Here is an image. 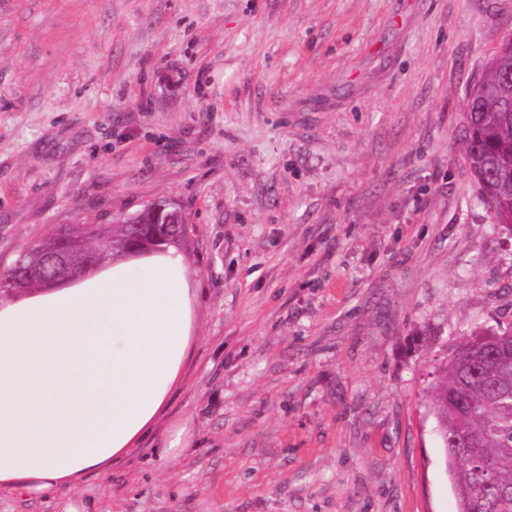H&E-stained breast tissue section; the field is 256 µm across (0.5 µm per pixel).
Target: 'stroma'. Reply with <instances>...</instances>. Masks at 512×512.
Masks as SVG:
<instances>
[{"instance_id": "1", "label": "stroma", "mask_w": 512, "mask_h": 512, "mask_svg": "<svg viewBox=\"0 0 512 512\" xmlns=\"http://www.w3.org/2000/svg\"><path fill=\"white\" fill-rule=\"evenodd\" d=\"M510 33L512 0H0V274L168 199L195 294L150 435L0 512H456L427 389L512 324L461 141Z\"/></svg>"}]
</instances>
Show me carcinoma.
<instances>
[{"instance_id":"carcinoma-1","label":"carcinoma","mask_w":512,"mask_h":512,"mask_svg":"<svg viewBox=\"0 0 512 512\" xmlns=\"http://www.w3.org/2000/svg\"><path fill=\"white\" fill-rule=\"evenodd\" d=\"M467 162L496 223L512 226V54L489 65L485 78L467 93L463 127ZM134 232L129 224L110 228L106 241L87 240L88 248L123 252ZM510 328H480L435 360L429 387L444 445L446 469L457 512H512V345L478 346L480 336H504ZM478 439L491 476L458 456L461 433Z\"/></svg>"}]
</instances>
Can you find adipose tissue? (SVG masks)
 Wrapping results in <instances>:
<instances>
[{"label":"adipose tissue","instance_id":"adipose-tissue-1","mask_svg":"<svg viewBox=\"0 0 512 512\" xmlns=\"http://www.w3.org/2000/svg\"><path fill=\"white\" fill-rule=\"evenodd\" d=\"M191 341L187 266L172 252L0 303V482L46 492L103 473L147 436Z\"/></svg>","mask_w":512,"mask_h":512}]
</instances>
